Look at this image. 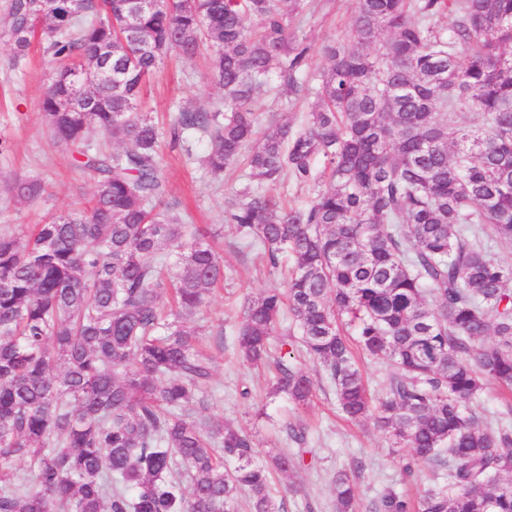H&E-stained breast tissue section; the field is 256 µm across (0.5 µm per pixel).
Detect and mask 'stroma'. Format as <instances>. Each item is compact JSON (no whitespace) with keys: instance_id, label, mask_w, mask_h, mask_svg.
Segmentation results:
<instances>
[{"instance_id":"35a3bbf8","label":"stroma","mask_w":512,"mask_h":512,"mask_svg":"<svg viewBox=\"0 0 512 512\" xmlns=\"http://www.w3.org/2000/svg\"><path fill=\"white\" fill-rule=\"evenodd\" d=\"M327 2V7L296 13L292 20L293 29L309 37L317 67L323 64L322 42L345 40L357 6L356 0ZM55 70V62L40 45H32L27 58L18 64L0 49V141L9 145L8 152L0 153V232L19 233L46 223L86 206L93 194L92 179L77 167L71 153L54 141L43 119V94ZM221 97L206 53L189 57L175 51L164 58L144 86L141 104L155 123L165 127L178 108L208 106ZM309 107V100L289 96L279 78H272L256 102L259 128L267 130L284 113L295 126H302ZM207 149V140L196 138L190 150L163 151L170 201L187 209L194 223L212 225L219 260L236 270L233 280L212 294L206 309L185 319L188 327L204 330V341L214 356L208 402L197 410L196 421L245 429L263 461L284 450L302 452L301 466L274 476V495L284 503V512H334L333 477L341 470L354 475L364 510L388 487L420 497L433 484L431 468L407 477L402 471L406 449L391 446L373 423L348 422L321 367L297 339L274 337L273 354L290 355L295 366L317 381L309 406L297 407L287 397L272 394L274 367L255 369L243 364L235 331L244 307L265 290L283 287L285 269L272 267L256 249L243 247L234 225L225 223L224 212L244 178L238 171L215 176L204 170L198 159ZM18 179L39 180L41 195L32 201L15 198L9 187ZM244 389L249 390V397H241ZM291 424L305 428L304 444L289 439L286 428Z\"/></svg>"}]
</instances>
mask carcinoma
Masks as SVG:
<instances>
[{
  "mask_svg": "<svg viewBox=\"0 0 512 512\" xmlns=\"http://www.w3.org/2000/svg\"><path fill=\"white\" fill-rule=\"evenodd\" d=\"M285 0H8L0 43L19 61L35 36L67 64L45 90L54 139L84 158L93 205L22 239L0 234V512H280L271 471L242 428L203 431L213 359L182 318L232 280L210 232L173 213L162 132L139 111L143 83L173 50L212 51L224 92L182 108L168 135L214 175L246 156L240 238L277 265L236 330L243 361H266L291 315L348 418L408 449L403 472L447 470L414 502L393 489L368 512H512V424H480L468 404L492 382L512 390V263L482 237L512 240V0H357L343 42L321 49L291 30ZM259 21V28L250 21ZM110 58L112 80L96 66ZM314 98L257 138L256 95L272 70ZM456 115L448 126L441 117ZM473 112L483 124L468 119ZM96 128L116 147L86 137ZM314 195L284 210L262 186ZM20 199L42 191L17 180ZM392 367L371 396L354 350ZM272 392L308 404L315 381L278 360ZM27 476L19 477L17 466ZM336 512H359L336 473Z\"/></svg>",
  "mask_w": 512,
  "mask_h": 512,
  "instance_id": "cac0c4a2",
  "label": "carcinoma"
}]
</instances>
